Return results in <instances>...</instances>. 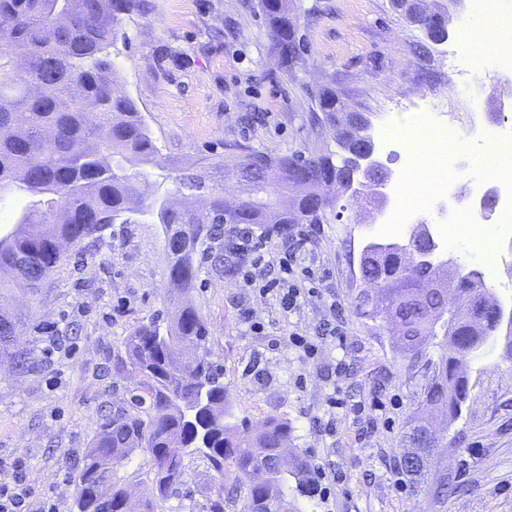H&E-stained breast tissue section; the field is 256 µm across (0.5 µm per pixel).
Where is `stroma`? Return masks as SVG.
<instances>
[{
    "label": "stroma",
    "mask_w": 512,
    "mask_h": 512,
    "mask_svg": "<svg viewBox=\"0 0 512 512\" xmlns=\"http://www.w3.org/2000/svg\"><path fill=\"white\" fill-rule=\"evenodd\" d=\"M125 19L113 54L121 91L132 98L162 155L187 167L224 155L226 145L272 156L335 150L310 121L312 97L336 90L372 130L401 131L431 104L442 121L498 123L491 81L459 97L449 51L469 50L470 33L450 17L449 36L427 43L389 0H297L308 51L285 70L267 36L258 0H149ZM371 220L344 211L310 225L294 270L309 268L316 292L283 312L276 293L259 295L240 274L203 268L192 302L209 329L244 427L271 415L288 420V445L322 473L324 496L302 498L303 512H512V361L471 363L469 398L439 449L425 483L399 472L402 435L445 352L435 336L419 351L402 347L393 327L358 315L359 256ZM495 236V270L486 278L512 305V234ZM166 237L159 224H116L97 243L70 248L41 294L19 292L27 314L21 347L33 352L25 375L0 366V478L26 464L35 500L71 512L75 464L97 431L101 406L121 403L133 382L117 371L123 342L165 311L170 288ZM251 310L263 332L243 317ZM337 328L324 335L325 325ZM299 332L318 345L303 358L288 341ZM207 460L187 459L175 496L159 512H206Z\"/></svg>",
    "instance_id": "stroma-1"
}]
</instances>
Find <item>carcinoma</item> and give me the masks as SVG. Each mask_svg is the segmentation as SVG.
Wrapping results in <instances>:
<instances>
[{"mask_svg": "<svg viewBox=\"0 0 512 512\" xmlns=\"http://www.w3.org/2000/svg\"><path fill=\"white\" fill-rule=\"evenodd\" d=\"M407 23L427 31L435 12L426 0H390ZM272 46L286 69L304 61L292 50L298 15L293 0H259ZM148 0H0V193L28 198L14 229L0 235V300L16 288L33 295L65 260L62 246L102 238L114 224L141 219L164 226L171 284L165 324L151 320L126 337L125 359L136 373L122 405L101 415L74 478V512H124L126 488H141L138 512H157L177 493L185 460L202 454L211 475L208 512H298L288 478L304 488L308 464L280 460L291 426L270 417L239 432L230 395L205 348L208 329L185 298L202 263L224 273V224H318L345 197L374 205L352 190L354 157L364 146L363 114L336 94L318 107L336 151L271 157L228 154L200 171L177 172L162 155L133 99L118 90L110 48L125 38L123 17L148 13ZM241 162L247 182L224 197V169ZM161 174L154 173V170ZM172 179L161 190L159 179ZM417 241L387 242L360 255V315L397 324L415 349L442 331L452 348L434 365L424 409L459 417L470 390L466 367L493 350L500 326L484 303L485 282L458 269L447 289L432 287L439 267L417 265ZM25 314L0 309V357L22 375L31 352L15 344ZM197 354L193 370L182 354ZM408 450L426 461L433 434L411 424ZM148 469L122 471L140 456Z\"/></svg>", "mask_w": 512, "mask_h": 512, "instance_id": "obj_1", "label": "carcinoma"}]
</instances>
